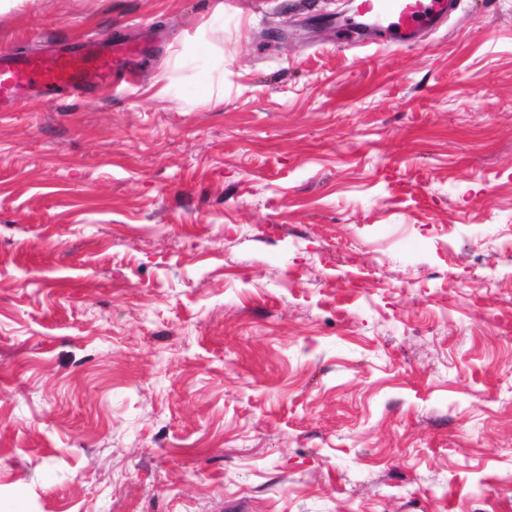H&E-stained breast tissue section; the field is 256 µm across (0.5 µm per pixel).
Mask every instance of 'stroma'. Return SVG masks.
Segmentation results:
<instances>
[{"instance_id":"stroma-1","label":"stroma","mask_w":512,"mask_h":512,"mask_svg":"<svg viewBox=\"0 0 512 512\" xmlns=\"http://www.w3.org/2000/svg\"><path fill=\"white\" fill-rule=\"evenodd\" d=\"M341 9L0 14L151 47L0 112V512H512V0ZM452 3L453 0H360L357 13L349 19L353 22L343 26H349L355 33L366 31L370 26L364 20L374 19L372 26L378 29L377 38L407 42L420 29L437 24Z\"/></svg>"}]
</instances>
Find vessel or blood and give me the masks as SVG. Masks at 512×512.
Instances as JSON below:
<instances>
[{"label":"vessel or blood","mask_w":512,"mask_h":512,"mask_svg":"<svg viewBox=\"0 0 512 512\" xmlns=\"http://www.w3.org/2000/svg\"><path fill=\"white\" fill-rule=\"evenodd\" d=\"M453 0H359L353 30L372 21L381 39L407 42L420 29L437 24ZM145 47L119 40L92 39L79 49L62 52L51 64L36 55L0 53V112L15 111L24 95L53 99L62 94L86 96L107 86L113 73Z\"/></svg>","instance_id":"1"}]
</instances>
